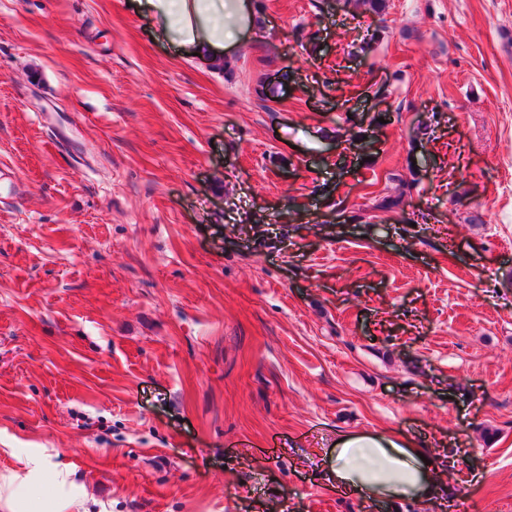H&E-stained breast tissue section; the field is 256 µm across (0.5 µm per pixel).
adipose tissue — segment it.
<instances>
[{
  "instance_id": "ef3b65f1",
  "label": "adipose tissue",
  "mask_w": 512,
  "mask_h": 512,
  "mask_svg": "<svg viewBox=\"0 0 512 512\" xmlns=\"http://www.w3.org/2000/svg\"><path fill=\"white\" fill-rule=\"evenodd\" d=\"M157 24L159 38L197 54L200 61H231L246 36L263 24L257 0H137ZM424 449L414 439L397 436L348 435L337 438L325 458L330 483L371 500L397 505L415 500L437 505L448 491L436 477L435 464L424 463ZM51 476L59 491L54 504L33 500L32 489ZM88 493L71 471L45 472L24 465L0 472V503L8 512H69L85 506Z\"/></svg>"
}]
</instances>
